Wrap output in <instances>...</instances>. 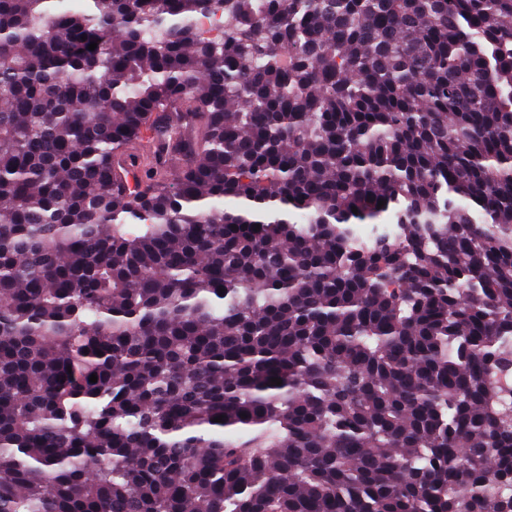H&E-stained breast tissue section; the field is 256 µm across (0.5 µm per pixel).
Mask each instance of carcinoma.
<instances>
[{"label":"carcinoma","mask_w":512,"mask_h":512,"mask_svg":"<svg viewBox=\"0 0 512 512\" xmlns=\"http://www.w3.org/2000/svg\"><path fill=\"white\" fill-rule=\"evenodd\" d=\"M509 366L512 0H0V512H512Z\"/></svg>","instance_id":"1"}]
</instances>
